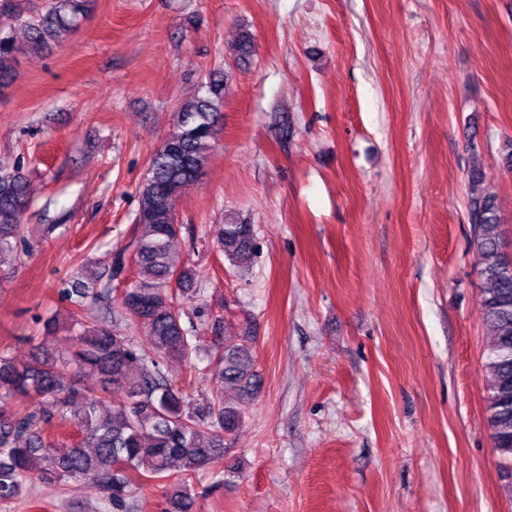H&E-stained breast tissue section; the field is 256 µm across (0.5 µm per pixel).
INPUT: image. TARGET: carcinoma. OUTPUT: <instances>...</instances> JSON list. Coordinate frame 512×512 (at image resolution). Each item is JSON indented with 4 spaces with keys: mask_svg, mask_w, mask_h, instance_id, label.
<instances>
[{
    "mask_svg": "<svg viewBox=\"0 0 512 512\" xmlns=\"http://www.w3.org/2000/svg\"><path fill=\"white\" fill-rule=\"evenodd\" d=\"M91 0H50L49 8L24 23L28 42L49 47L76 29L90 10ZM254 49L245 30L232 46L237 60ZM15 40L0 35V88L15 67ZM227 77L220 68L208 73L202 92L181 104L175 130L150 158L149 176L138 189L134 253L138 281L124 291L121 310L143 324L141 340L109 328L112 281L123 276L127 259L119 251L108 273H93L88 283L77 281L60 291L72 312V349L55 355L47 350L17 364L0 355V400L26 396L43 399L37 411L0 413V502L18 498L33 481L90 480L120 506L145 481L165 486L172 504L189 498V480L224 456V435L235 432L239 412L219 395L203 402L183 396L163 371L168 357L188 359L200 347L183 326L184 297L195 287V273L171 257V243L182 230L175 204L182 188L196 180L206 154L224 121ZM483 173L469 175L470 245L480 267L484 288L481 310L491 341L486 357L489 375L487 425L501 466L512 470V258L502 250L500 215L495 196L483 188ZM31 190L20 165L0 166V260L14 251L22 230V215ZM219 250L229 261L248 262L255 252V230L245 220L224 222L217 235ZM105 284H100L103 277ZM218 342L210 353L214 376L224 385L249 391L260 388L251 326L239 325L236 336L223 335L224 318L214 319ZM137 380H129L132 365ZM84 373L100 375L108 397L85 391L78 383ZM67 428L49 441L44 427ZM210 430L202 438L203 430Z\"/></svg>",
    "mask_w": 512,
    "mask_h": 512,
    "instance_id": "obj_1",
    "label": "carcinoma"
}]
</instances>
